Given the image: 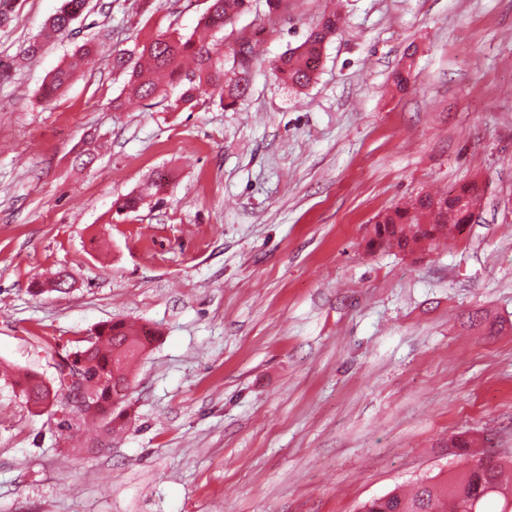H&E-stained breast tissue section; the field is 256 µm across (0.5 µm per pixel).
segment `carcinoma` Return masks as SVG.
<instances>
[{
    "label": "carcinoma",
    "mask_w": 512,
    "mask_h": 512,
    "mask_svg": "<svg viewBox=\"0 0 512 512\" xmlns=\"http://www.w3.org/2000/svg\"><path fill=\"white\" fill-rule=\"evenodd\" d=\"M251 0H210L201 29L222 32L234 24L235 18L248 9ZM89 0H64L56 14L48 20L49 29L57 35L70 31L74 21L86 11ZM340 17L325 13L310 30L305 40L289 49L274 64L273 71L282 82L296 88L308 87L315 78L317 63L324 44L336 33ZM96 53V45L88 40L77 47L50 76L44 85L42 99L51 100L65 88L76 73L83 70ZM112 68L126 75L125 89L130 96L149 98L159 92L155 75L164 72L170 82L182 86L176 105L195 101L210 89L220 92L221 100L233 105L248 89V79H233L224 71V63L213 57L207 38L197 34L188 37L159 34L135 52L119 51L112 57ZM484 195V187L473 180L456 195H418L401 206L377 216L371 248L413 253L422 245L459 232L470 223L471 205ZM146 350V332L132 330L123 323H111L94 336V341L78 346L56 364V386L48 385L39 375L27 373L13 382L26 403L34 407H56L63 417L57 427L65 436L86 424H100L104 435L117 431L115 422L121 414L110 411L113 402L111 386H130L132 364ZM79 377L92 399L100 405L95 414L87 408L70 409L58 400V393L73 377ZM491 498L512 500V478L503 466L491 459L486 464L464 470L458 476L436 482H422L412 492L393 490L361 507V512H466L465 507L477 503V512H485Z\"/></svg>",
    "instance_id": "cac0c4a2"
}]
</instances>
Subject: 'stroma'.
Masks as SVG:
<instances>
[{
	"label": "stroma",
	"mask_w": 512,
	"mask_h": 512,
	"mask_svg": "<svg viewBox=\"0 0 512 512\" xmlns=\"http://www.w3.org/2000/svg\"><path fill=\"white\" fill-rule=\"evenodd\" d=\"M61 5L12 0L0 23V512H358L461 472L454 435L512 460V0H252L223 33L246 94L180 107L125 101L112 55L193 33L209 0H90L26 60ZM333 9L314 82L278 81ZM474 179L448 244L367 249L379 213ZM117 321L151 336L127 431L79 455L9 375L52 380L43 344ZM96 53V45L91 40L77 47L50 76L44 85L42 99L51 100L57 92L65 88L76 73L83 70Z\"/></svg>",
	"instance_id": "1"
}]
</instances>
